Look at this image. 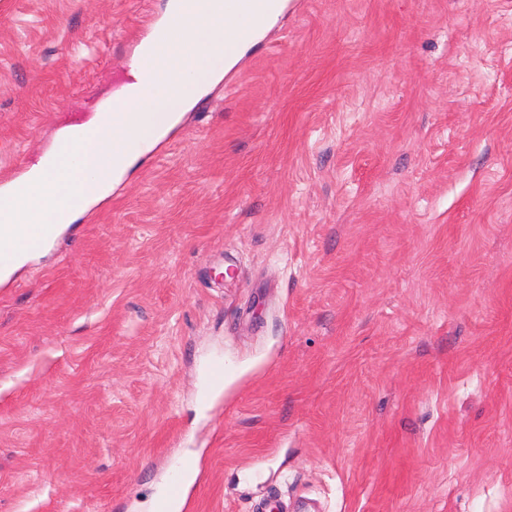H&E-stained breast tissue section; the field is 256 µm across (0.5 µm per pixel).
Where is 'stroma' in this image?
<instances>
[{"mask_svg": "<svg viewBox=\"0 0 512 512\" xmlns=\"http://www.w3.org/2000/svg\"><path fill=\"white\" fill-rule=\"evenodd\" d=\"M166 2L0 0V190ZM184 461L185 512H512V0H287L0 277V512H154Z\"/></svg>", "mask_w": 512, "mask_h": 512, "instance_id": "stroma-1", "label": "stroma"}]
</instances>
